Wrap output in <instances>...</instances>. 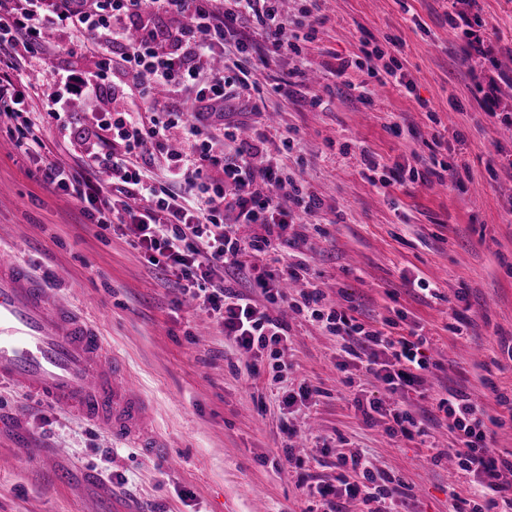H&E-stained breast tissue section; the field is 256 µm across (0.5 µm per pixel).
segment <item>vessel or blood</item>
<instances>
[{
    "instance_id": "obj_1",
    "label": "vessel or blood",
    "mask_w": 512,
    "mask_h": 512,
    "mask_svg": "<svg viewBox=\"0 0 512 512\" xmlns=\"http://www.w3.org/2000/svg\"><path fill=\"white\" fill-rule=\"evenodd\" d=\"M0 382L103 426L144 453L160 444L125 361L100 333L0 246Z\"/></svg>"
}]
</instances>
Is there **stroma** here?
<instances>
[{
	"label": "stroma",
	"mask_w": 512,
	"mask_h": 512,
	"mask_svg": "<svg viewBox=\"0 0 512 512\" xmlns=\"http://www.w3.org/2000/svg\"><path fill=\"white\" fill-rule=\"evenodd\" d=\"M321 18L299 57L272 55L252 78L265 89L261 115L250 103H225L227 121L267 126L273 139L298 145L278 156L286 174L321 201L292 230L312 248L314 283L344 301L359 320L405 317L423 326L432 370L427 398L411 409L426 435L387 434L367 422L336 368L341 340L287 303L268 310L288 325V368L262 350L247 374L244 356L224 347L195 302L161 281L124 230L88 223L64 191L41 185L36 164L0 133V244L16 248L34 273L95 326L122 355L145 398L150 426L166 446L152 456L84 419L36 403L0 384V512H307L309 502L283 453L312 459L320 480L335 482L352 448L400 479L409 494L394 512H448L451 495L468 497L457 467L458 444L431 421L433 399L457 386L499 417L496 451H512V125L490 124L470 93L469 65L448 27L446 0H319ZM493 34L500 97L512 113V0H480ZM414 82L413 93L388 84L368 103L347 82L366 72L335 70L363 42L387 46ZM303 65L298 95L271 85ZM321 107L310 108L313 97ZM376 170H367L363 153ZM436 156L455 168L445 181L423 176L384 187L390 167L421 168ZM427 279L434 294L415 288ZM207 335H200V326ZM495 384L504 404L487 400ZM319 388L294 408L283 388ZM293 436H286V429ZM111 479H103V471Z\"/></svg>",
	"instance_id": "1"
}]
</instances>
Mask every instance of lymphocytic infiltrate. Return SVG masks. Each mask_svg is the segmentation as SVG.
<instances>
[{
  "instance_id": "lymphocytic-infiltrate-1",
  "label": "lymphocytic infiltrate",
  "mask_w": 512,
  "mask_h": 512,
  "mask_svg": "<svg viewBox=\"0 0 512 512\" xmlns=\"http://www.w3.org/2000/svg\"><path fill=\"white\" fill-rule=\"evenodd\" d=\"M318 22L309 9L302 20L288 17L280 0H226L219 11L212 0H0V117L25 126L18 145L38 157L40 182L66 191L100 228L126 227L148 263L175 276L177 288L199 300L239 353L269 347L278 359L287 350L288 325L266 305L283 298L282 281L309 275L307 242L289 236L288 226L321 202L284 176L266 129L253 126L244 137L239 125L225 123L224 102L259 104L250 68L265 59L261 45L300 54L301 31ZM448 25L462 40L465 59H489L480 11L452 10ZM74 34L81 35L95 70L50 66L60 40ZM385 55L366 44L353 65L379 84L412 91L402 65ZM110 94L128 102L111 124L118 148L89 150L75 167L52 159L26 98L59 118L64 132L68 124L61 116L72 97ZM214 168L222 169V180L210 177ZM228 211L237 223L263 226L264 235L241 240L224 222ZM280 248L288 249V259L275 271L264 257ZM240 273L258 296L231 284V275ZM293 307L340 337L337 367L345 386L355 384L348 374L354 366L397 395L389 408L370 400L365 420L388 418L393 437L425 434L424 421L405 402L409 393H423L431 368L425 335L414 327L395 331L388 319L378 326L362 323L315 287L301 291ZM436 409L460 444L459 470L473 482L471 498L453 497L448 512H512V453L491 448L484 406L451 388L437 398ZM283 453L299 468V485L317 496L319 512H342L346 497L361 498L367 512H392L405 490L358 451L341 458L344 472L334 486L304 471L291 448Z\"/></svg>"
}]
</instances>
